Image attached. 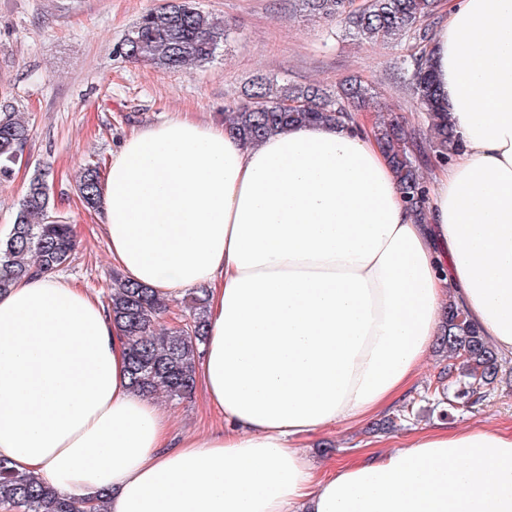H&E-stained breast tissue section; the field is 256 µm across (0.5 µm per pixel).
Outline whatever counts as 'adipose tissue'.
<instances>
[{
	"instance_id": "1",
	"label": "adipose tissue",
	"mask_w": 512,
	"mask_h": 512,
	"mask_svg": "<svg viewBox=\"0 0 512 512\" xmlns=\"http://www.w3.org/2000/svg\"><path fill=\"white\" fill-rule=\"evenodd\" d=\"M431 49L460 148L421 216L366 123L250 145L175 115L123 140L112 262L167 301L206 289L196 380L224 425L175 432L105 303L37 275L0 294V458L108 512H512V434L437 428L327 473L294 445L408 390L448 302L512 355V0H452Z\"/></svg>"
}]
</instances>
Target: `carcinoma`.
<instances>
[{
    "mask_svg": "<svg viewBox=\"0 0 512 512\" xmlns=\"http://www.w3.org/2000/svg\"><path fill=\"white\" fill-rule=\"evenodd\" d=\"M298 2L308 15L335 18L367 42L393 36L413 40L407 81L427 114L428 124L410 127L390 114L378 120L375 135L390 152L405 206L423 213L428 185L422 176V157L432 150L446 161L458 150L447 118L439 115L429 62L430 33L423 24L436 13L439 0H365L362 8L353 7L350 0ZM226 40L224 23L198 9L192 0H170L166 7L141 15L125 35L121 55L133 63L180 72L209 62ZM373 99L372 89L357 79L344 80L331 94L316 83L281 86L260 77L249 86L245 101L224 106V120L230 132L255 143L289 125H353L358 112ZM287 100H299L304 105L288 111L282 108ZM29 137L28 122L12 105L0 104V180L11 177ZM76 184L84 208L96 209L102 190L99 165L84 167ZM76 246L72 225L53 215L47 174L36 172L18 204L12 233L0 239V291L8 290L19 279L59 271ZM186 303L188 323L179 327L176 321H167L168 308L151 290L114 277L107 310L125 336L128 375L135 390L149 394L161 391L171 401L192 395L198 348L206 334V289L190 291ZM436 348L452 359L446 375L461 383L454 393L458 404H475L480 388H493L501 379L503 359L468 314L451 301ZM84 503L85 499L46 487L18 471L10 461L0 459V508L6 512H84Z\"/></svg>",
    "mask_w": 512,
    "mask_h": 512,
    "instance_id": "1",
    "label": "carcinoma"
}]
</instances>
